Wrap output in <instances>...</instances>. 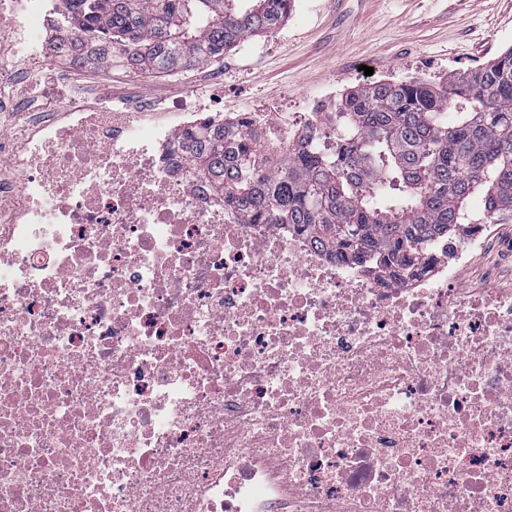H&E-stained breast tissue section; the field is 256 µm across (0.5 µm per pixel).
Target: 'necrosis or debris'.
Segmentation results:
<instances>
[{"label": "necrosis or debris", "instance_id": "necrosis-or-debris-1", "mask_svg": "<svg viewBox=\"0 0 512 512\" xmlns=\"http://www.w3.org/2000/svg\"><path fill=\"white\" fill-rule=\"evenodd\" d=\"M62 0H0V111ZM0 136V512H512V288L247 224L178 161L202 121L48 97Z\"/></svg>", "mask_w": 512, "mask_h": 512}]
</instances>
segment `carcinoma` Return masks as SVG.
I'll return each mask as SVG.
<instances>
[{"label": "carcinoma", "mask_w": 512, "mask_h": 512, "mask_svg": "<svg viewBox=\"0 0 512 512\" xmlns=\"http://www.w3.org/2000/svg\"><path fill=\"white\" fill-rule=\"evenodd\" d=\"M73 55L166 73L214 62L279 27L292 0H64ZM332 130L262 146L241 117L184 136L181 159L224 204L292 224L336 260L420 276L464 224L512 222V48L445 84L356 86ZM480 208H471L473 199Z\"/></svg>", "instance_id": "obj_1"}]
</instances>
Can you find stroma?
<instances>
[{"label":"stroma","mask_w":512,"mask_h":512,"mask_svg":"<svg viewBox=\"0 0 512 512\" xmlns=\"http://www.w3.org/2000/svg\"><path fill=\"white\" fill-rule=\"evenodd\" d=\"M512 47V0H293L286 22L247 38L223 61L173 74L64 63L28 74L17 88L24 111L0 112V131L19 137L36 115L37 95L82 88L90 106H129L141 92L156 108L192 95L208 114L269 115L318 111V93L338 98L370 82L444 81ZM373 75H364V67ZM512 223L499 225L493 246L477 254L458 280L463 288L507 283Z\"/></svg>","instance_id":"35a3bbf8"}]
</instances>
